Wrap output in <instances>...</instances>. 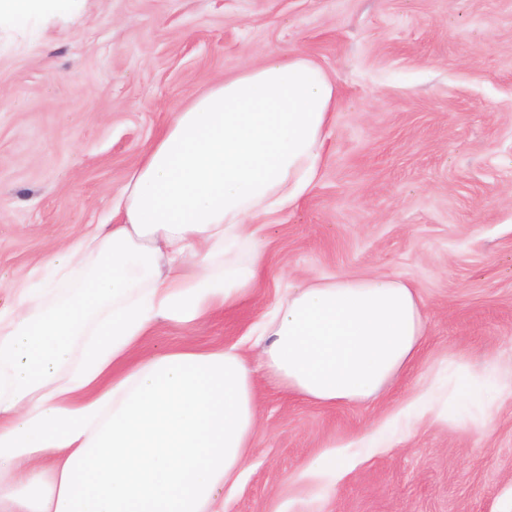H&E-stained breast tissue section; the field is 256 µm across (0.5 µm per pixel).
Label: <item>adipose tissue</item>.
<instances>
[{"mask_svg": "<svg viewBox=\"0 0 512 512\" xmlns=\"http://www.w3.org/2000/svg\"><path fill=\"white\" fill-rule=\"evenodd\" d=\"M337 88L302 52L270 53L192 98L130 170L113 223L39 262L0 310V512H224L260 431V384L319 406L379 396L426 336L415 288L328 274L289 289L241 347L144 352L256 297L259 226L322 177ZM68 295H61V286ZM82 337L71 358L74 337ZM457 363L452 401L496 392ZM327 449L295 479L332 492Z\"/></svg>", "mask_w": 512, "mask_h": 512, "instance_id": "adipose-tissue-1", "label": "adipose tissue"}]
</instances>
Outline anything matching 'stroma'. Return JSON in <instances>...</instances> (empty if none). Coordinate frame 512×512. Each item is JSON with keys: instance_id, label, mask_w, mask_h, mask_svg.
<instances>
[{"instance_id": "obj_1", "label": "stroma", "mask_w": 512, "mask_h": 512, "mask_svg": "<svg viewBox=\"0 0 512 512\" xmlns=\"http://www.w3.org/2000/svg\"><path fill=\"white\" fill-rule=\"evenodd\" d=\"M338 90L323 174L262 229L255 300L145 349L236 345L316 274L402 279L425 301L418 360L376 399L321 407L260 391L258 437L224 512H512V391L480 435L428 415L365 447L448 363L512 366V0H72L0 22V308L40 260L112 220L126 175L193 96L272 51ZM325 448L334 494L289 477Z\"/></svg>"}]
</instances>
